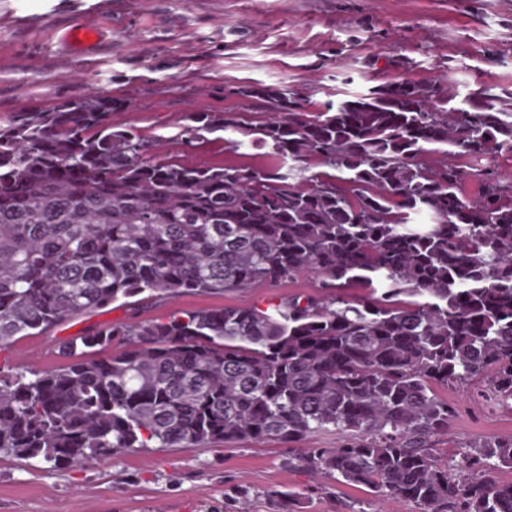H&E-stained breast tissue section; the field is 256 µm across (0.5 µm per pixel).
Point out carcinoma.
<instances>
[{
    "mask_svg": "<svg viewBox=\"0 0 512 512\" xmlns=\"http://www.w3.org/2000/svg\"><path fill=\"white\" fill-rule=\"evenodd\" d=\"M238 94L271 101L245 131L270 169L160 160L90 90L0 123V346L120 299L307 272L321 288L93 327L59 339L63 365L0 366V456L78 467L334 432L336 447L300 457L307 469L420 512H512V482L493 478L512 469V438L474 441L463 477L430 448L455 414L436 387L480 380L486 403L512 407V183L478 168L512 153V112L409 78L316 112L287 89ZM190 121L189 144L236 127Z\"/></svg>",
    "mask_w": 512,
    "mask_h": 512,
    "instance_id": "obj_1",
    "label": "carcinoma"
}]
</instances>
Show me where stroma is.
Returning a JSON list of instances; mask_svg holds the SVG:
<instances>
[{
    "label": "stroma",
    "instance_id": "1",
    "mask_svg": "<svg viewBox=\"0 0 512 512\" xmlns=\"http://www.w3.org/2000/svg\"><path fill=\"white\" fill-rule=\"evenodd\" d=\"M95 19L98 37L69 40ZM434 80L459 95L486 88L512 108V0H0V120L47 110L89 89L113 101L112 123L148 139L158 159L198 167L274 161L243 128L266 115L242 86L287 87L309 111L403 78ZM239 124L186 145L190 112ZM315 274L277 285L120 303L23 336L0 348V366L61 365L57 343L92 325L163 322L178 312L267 308L316 294ZM480 382L438 388L456 408L434 441L461 462L480 438H512V410L484 405ZM321 433L295 443L244 440L193 448H143L57 467L0 457V512H282L272 491L292 492L295 512H418L409 501L317 476L298 458L332 448Z\"/></svg>",
    "mask_w": 512,
    "mask_h": 512
}]
</instances>
